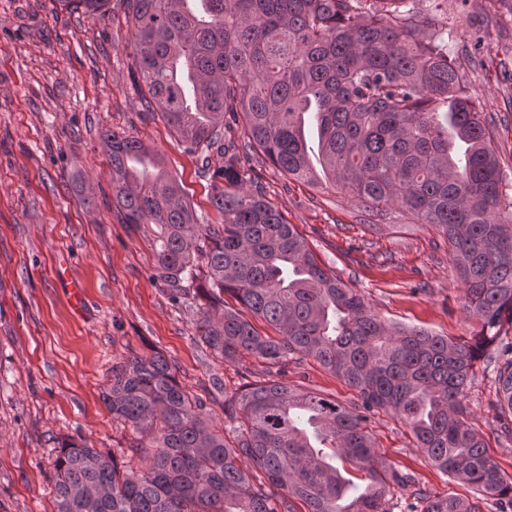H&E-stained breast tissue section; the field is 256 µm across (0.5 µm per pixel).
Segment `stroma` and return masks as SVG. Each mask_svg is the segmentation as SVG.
<instances>
[{
    "instance_id": "obj_1",
    "label": "stroma",
    "mask_w": 512,
    "mask_h": 512,
    "mask_svg": "<svg viewBox=\"0 0 512 512\" xmlns=\"http://www.w3.org/2000/svg\"><path fill=\"white\" fill-rule=\"evenodd\" d=\"M461 62L466 91L494 124L512 178V0H415ZM485 33L479 64L464 62L473 29ZM131 19L124 0L106 16L64 10L53 0H0V502L7 512H54V450L68 436L129 462L136 435L114 421L101 393L112 370L161 352L181 387L204 397L207 422L224 427V398L245 384H288L356 402L357 393L314 359L286 372L252 355L228 363L194 339L188 315L152 277L147 242L121 224L102 130L137 138L182 182L198 218L218 224L210 204L218 155L186 152L170 127L145 114L132 79ZM250 177L305 239L320 266L403 325L470 338L452 252L433 227L389 211L375 217L331 186L287 179L253 159ZM83 299L74 302L72 284ZM467 402L500 469L512 475V438L501 431L494 376L474 366ZM224 382L213 390L212 376ZM370 431L382 463L412 473L428 495L473 497L466 484L424 459L399 420L376 412ZM415 486V487H416Z\"/></svg>"
}]
</instances>
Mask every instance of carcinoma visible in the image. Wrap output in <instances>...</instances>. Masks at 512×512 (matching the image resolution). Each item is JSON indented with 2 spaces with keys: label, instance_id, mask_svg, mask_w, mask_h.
Instances as JSON below:
<instances>
[{
  "label": "carcinoma",
  "instance_id": "obj_1",
  "mask_svg": "<svg viewBox=\"0 0 512 512\" xmlns=\"http://www.w3.org/2000/svg\"><path fill=\"white\" fill-rule=\"evenodd\" d=\"M60 2L103 15L108 0ZM190 2L125 0L148 111L186 151L220 147L211 205L223 223L200 222L156 155L107 129L112 204L147 240L153 279L215 357L249 354L282 369L310 357L359 402L280 380L249 384L224 397L229 440L163 354L136 356L112 371L102 401L140 435L141 465L121 469L109 451L63 441L55 512H296L295 500L307 512H387L389 486L415 480L379 461L365 426L375 409L475 490L472 500L420 492L422 512H481L488 498L512 512V476L487 454L465 403L474 361L497 343L495 406L512 416V337L501 335L502 317L512 324V181L432 18L409 0H199L202 15ZM254 154L288 179L435 227L480 332L463 342L375 312L247 179Z\"/></svg>",
  "mask_w": 512,
  "mask_h": 512
}]
</instances>
